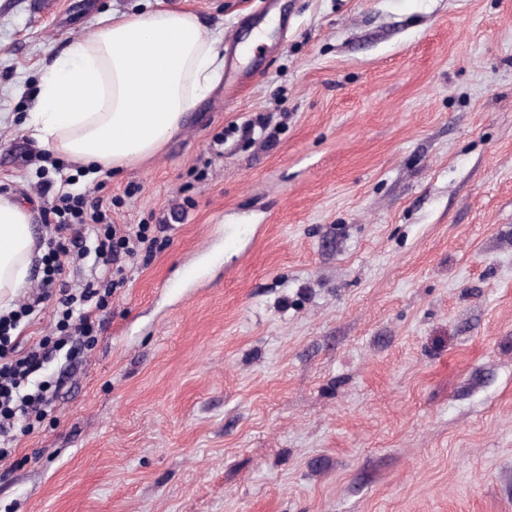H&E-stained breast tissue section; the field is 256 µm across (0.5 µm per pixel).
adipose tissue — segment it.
<instances>
[{"instance_id":"ef3b65f1","label":"adipose tissue","mask_w":512,"mask_h":512,"mask_svg":"<svg viewBox=\"0 0 512 512\" xmlns=\"http://www.w3.org/2000/svg\"><path fill=\"white\" fill-rule=\"evenodd\" d=\"M224 57L199 18L161 8L97 22L43 71L26 128L95 172L151 157L221 79ZM32 215L0 195V311L25 284Z\"/></svg>"}]
</instances>
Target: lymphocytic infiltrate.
<instances>
[{"label": "lymphocytic infiltrate", "mask_w": 512, "mask_h": 512, "mask_svg": "<svg viewBox=\"0 0 512 512\" xmlns=\"http://www.w3.org/2000/svg\"><path fill=\"white\" fill-rule=\"evenodd\" d=\"M111 206L108 198L59 189L51 207L54 222L43 241L47 253L40 289L31 300L0 314V460L10 454L18 421L44 415L64 386L59 379L33 389L30 378L62 350L92 351L98 342L96 311L123 285L125 265L158 245L144 225L113 223ZM89 252L95 253L104 272L82 287H72L71 268ZM50 299L61 313L57 337L23 345L17 335L22 320L41 314Z\"/></svg>", "instance_id": "f902f5d3"}]
</instances>
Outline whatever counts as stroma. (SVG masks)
<instances>
[{
  "label": "stroma",
  "instance_id": "1",
  "mask_svg": "<svg viewBox=\"0 0 512 512\" xmlns=\"http://www.w3.org/2000/svg\"><path fill=\"white\" fill-rule=\"evenodd\" d=\"M253 42L154 157L24 128L41 62L113 14ZM165 225L58 356L0 512H512V0H0V194L61 176Z\"/></svg>",
  "mask_w": 512,
  "mask_h": 512
}]
</instances>
